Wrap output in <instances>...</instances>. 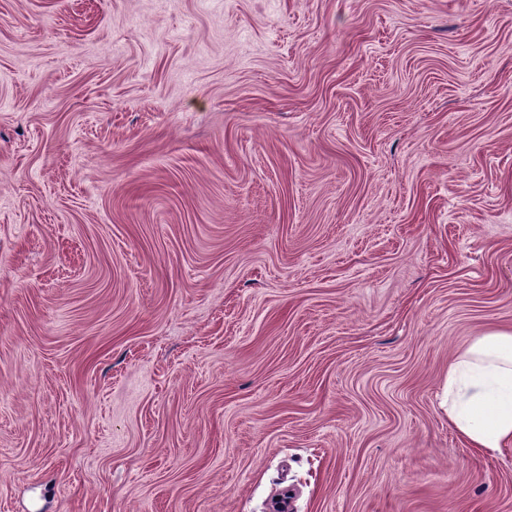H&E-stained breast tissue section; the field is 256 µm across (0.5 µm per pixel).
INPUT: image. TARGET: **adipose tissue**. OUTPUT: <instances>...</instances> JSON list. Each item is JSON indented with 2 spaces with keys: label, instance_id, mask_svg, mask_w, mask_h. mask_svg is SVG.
I'll return each mask as SVG.
<instances>
[{
  "label": "adipose tissue",
  "instance_id": "adipose-tissue-1",
  "mask_svg": "<svg viewBox=\"0 0 512 512\" xmlns=\"http://www.w3.org/2000/svg\"><path fill=\"white\" fill-rule=\"evenodd\" d=\"M440 407L471 446H512V329L473 337L449 364Z\"/></svg>",
  "mask_w": 512,
  "mask_h": 512
}]
</instances>
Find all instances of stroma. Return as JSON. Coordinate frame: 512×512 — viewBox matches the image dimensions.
Segmentation results:
<instances>
[{
    "instance_id": "stroma-1",
    "label": "stroma",
    "mask_w": 512,
    "mask_h": 512,
    "mask_svg": "<svg viewBox=\"0 0 512 512\" xmlns=\"http://www.w3.org/2000/svg\"><path fill=\"white\" fill-rule=\"evenodd\" d=\"M500 328L512 0H0V512H512ZM440 407L473 448L512 446V329L473 337L448 365Z\"/></svg>"
}]
</instances>
